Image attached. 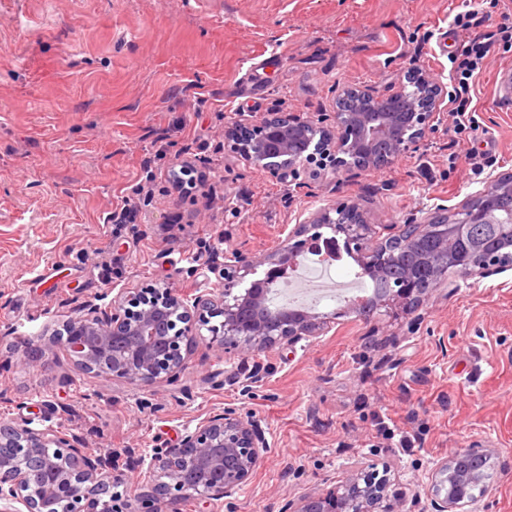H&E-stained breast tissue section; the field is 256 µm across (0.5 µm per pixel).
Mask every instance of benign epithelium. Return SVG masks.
I'll return each mask as SVG.
<instances>
[{"label": "benign epithelium", "mask_w": 512, "mask_h": 512, "mask_svg": "<svg viewBox=\"0 0 512 512\" xmlns=\"http://www.w3.org/2000/svg\"><path fill=\"white\" fill-rule=\"evenodd\" d=\"M414 98L407 111L391 104L405 98L407 83L379 91L368 87L344 89L369 103L367 112L334 113L335 134L319 130L317 122L294 112H269L253 128L243 127L231 148L233 154L254 167L269 171L284 183L299 177V165L318 157L333 173L355 168L376 171L395 162L419 139L431 119L445 110L447 87L416 72L409 75ZM340 206L322 208L289 231L281 248L268 259L264 277L250 281L244 292L235 287L254 275L261 263L244 253L214 251L207 259L210 270L224 280L215 293H178L165 284L136 291L122 289L109 307L87 300L79 313L67 318L57 332L62 345L83 370L99 377L150 387L173 381L184 370L188 349L201 328L224 354L257 358L268 350L323 334L326 316L288 308L271 309L265 286L273 283L286 265L310 246V232L328 227L344 236V248L363 264L384 263L395 242H413L438 223L434 217L422 224L387 225L392 231L378 239L372 227L359 222H339ZM465 217L441 224L440 251L469 279L494 269L500 261L488 257L475 265L472 257L486 252L489 241L469 237L470 224L497 223L486 207L461 206ZM444 275H432L420 287L409 275L386 288L370 308H358L366 323L384 312L396 313L438 290ZM269 444L260 423L230 410L210 416L186 429L175 447L161 446L139 454L136 466L158 470L159 479L136 494L137 512H177L192 498L198 512H223L235 508V495L248 484L268 453ZM476 454L473 448L457 452L439 468L433 512H478L477 498L469 488L483 475L463 466ZM129 478L108 451L91 455L75 440L52 429H33L27 423L0 424V512H129L128 496L116 491ZM388 479L374 469L350 475L324 494L308 495L299 503H286L281 512H396L389 503Z\"/></svg>", "instance_id": "1"}]
</instances>
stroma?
<instances>
[{
    "label": "stroma",
    "mask_w": 512,
    "mask_h": 512,
    "mask_svg": "<svg viewBox=\"0 0 512 512\" xmlns=\"http://www.w3.org/2000/svg\"><path fill=\"white\" fill-rule=\"evenodd\" d=\"M472 9L512 18V0H0V423L96 453L176 444L227 409L253 416L270 449L236 512H279L367 467L387 471L402 512L425 510L439 467L475 448L491 466L482 512H512V268L449 273L446 289L369 323L325 303L328 333L257 361L225 357L205 332L180 376L151 387L81 370L54 337L116 289L221 290L211 248L263 260L318 209L357 205L377 230L417 224L512 173V51L499 48L473 80L472 129L443 114L379 171L304 162L289 186L225 136L268 112L333 131L343 89L413 70L453 84L455 18ZM185 161L204 181L181 196L169 176ZM125 197L136 223H108Z\"/></svg>",
    "instance_id": "stroma-1"
}]
</instances>
